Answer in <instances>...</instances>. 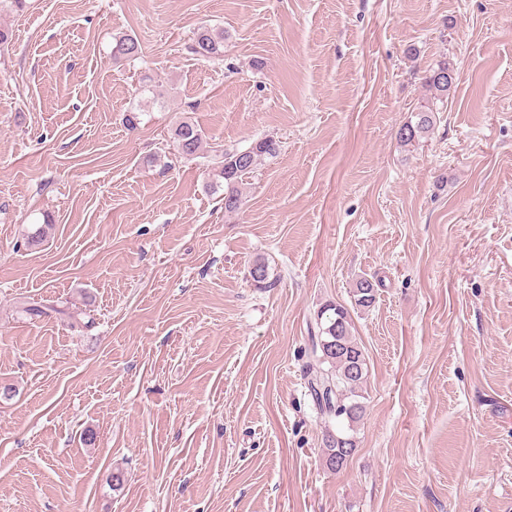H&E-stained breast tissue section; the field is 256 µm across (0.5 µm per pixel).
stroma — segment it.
Segmentation results:
<instances>
[{"label": "stroma", "mask_w": 512, "mask_h": 512, "mask_svg": "<svg viewBox=\"0 0 512 512\" xmlns=\"http://www.w3.org/2000/svg\"><path fill=\"white\" fill-rule=\"evenodd\" d=\"M0 26V512H512V0H28ZM264 137L225 213L212 147ZM328 302L369 368L339 472L306 378ZM193 52L203 59H218L224 54L222 29H202L196 36ZM112 54L116 58L135 61L142 57L143 49L136 36L131 34H122L114 38ZM423 83L431 94L432 104L424 106L415 113L414 121L411 119L398 130V141L404 147L414 146L433 130L436 120L433 106L435 102H443L448 98V93L455 84L454 70L448 66L447 61H440L427 71ZM174 139L179 153L185 157H193L202 150L203 133L191 121H180L174 129ZM377 295V284L366 277L359 278L353 290L354 305L359 308L371 307Z\"/></svg>", "instance_id": "1"}]
</instances>
